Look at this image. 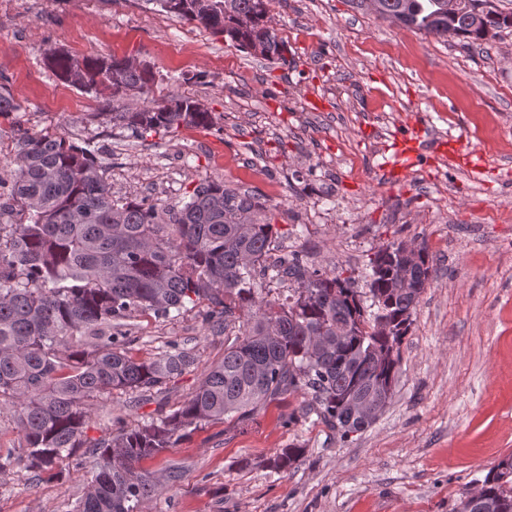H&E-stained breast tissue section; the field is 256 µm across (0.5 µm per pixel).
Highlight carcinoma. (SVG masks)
<instances>
[{
	"mask_svg": "<svg viewBox=\"0 0 512 512\" xmlns=\"http://www.w3.org/2000/svg\"><path fill=\"white\" fill-rule=\"evenodd\" d=\"M166 14L195 21L232 45L267 59L288 51L270 16L271 0H149ZM470 0L448 14V0H376L377 17L436 38L466 39L485 50L486 26L512 29V12L475 24ZM47 65L79 90L125 104L112 124L136 137L181 126L207 129L211 112L173 96L146 101L151 70L115 57L82 60L51 50ZM21 110L0 85V118ZM10 184L0 179V209L16 214L0 224V411L16 416L22 454H7L0 471L20 461L52 480L81 447L91 401L112 391L149 392L195 364L171 345L149 360L126 350L131 321L143 314L199 312L223 331L236 311L244 331L224 347L198 391L177 410L121 427L95 445V471L72 512H140L160 492L136 464L174 448L188 429L244 415L285 394L312 391L314 414L344 438L375 418L364 410L389 403L401 366V345L420 297L435 273L426 247L401 258L390 242L369 261L364 305L355 280L313 267L299 251L271 259L276 234L260 198L205 179L177 209L149 198L117 197L104 158L53 134L16 130ZM414 282L399 288L400 272ZM288 282V296L258 295V280ZM304 449L270 459L286 472ZM454 512H512V456L485 475L477 497L463 495Z\"/></svg>",
	"mask_w": 512,
	"mask_h": 512,
	"instance_id": "1",
	"label": "carcinoma"
}]
</instances>
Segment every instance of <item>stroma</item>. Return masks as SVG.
<instances>
[{
    "mask_svg": "<svg viewBox=\"0 0 512 512\" xmlns=\"http://www.w3.org/2000/svg\"><path fill=\"white\" fill-rule=\"evenodd\" d=\"M271 15L288 42L275 61L148 0H0V76L22 127L105 150L116 195L173 207L202 179L224 181L272 205V255L307 252L360 289L387 243L426 246L436 263L372 426L343 438L302 416V391L205 425L141 462L162 487L141 512H452L512 455V30L485 53L360 0H273ZM54 47L136 59L154 74L150 99L192 97L214 124L133 138L46 66ZM417 129L419 155L396 164L397 142ZM237 332L214 334L195 310L137 318L130 355L174 343L195 366L152 392L98 399L60 479L21 464L0 472V512H70L96 440L178 409ZM289 446L305 451L298 468L272 469Z\"/></svg>",
    "mask_w": 512,
    "mask_h": 512,
    "instance_id": "stroma-1",
    "label": "stroma"
}]
</instances>
